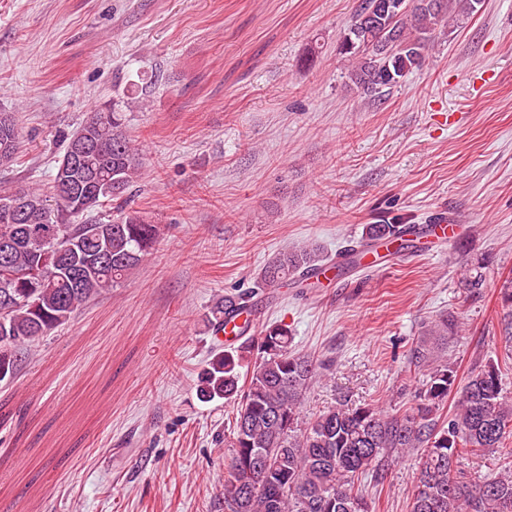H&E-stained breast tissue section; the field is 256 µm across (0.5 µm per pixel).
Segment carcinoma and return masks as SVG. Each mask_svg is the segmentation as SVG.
I'll return each instance as SVG.
<instances>
[{
    "mask_svg": "<svg viewBox=\"0 0 512 512\" xmlns=\"http://www.w3.org/2000/svg\"><path fill=\"white\" fill-rule=\"evenodd\" d=\"M360 0L341 51L353 61L349 79L370 95L403 81L426 60L435 31L469 18L480 0ZM128 103L116 100L95 109L82 124L93 135L99 169L93 179L87 165L70 169L76 195L65 198L58 187L49 193L21 188L33 201L20 224L0 210V244L10 242L9 262L18 272L43 266L41 241L67 237L70 248L36 287L0 276V292L17 295L0 314V382L17 372L24 349L66 324L102 291L120 284L152 254L164 227L127 210L124 195L109 192V179L128 190L142 178L141 149L126 131ZM0 121V165L12 163L19 150L13 113ZM99 196L112 208V235L99 225L73 219L93 211L82 199ZM397 224H372L365 238L344 254L363 252L377 238L398 231ZM329 257L312 243L284 249L259 273V287H309L308 272ZM410 363L429 368L409 413L397 415L375 404L350 407L343 402L304 421L301 405L322 363L292 349L286 324L266 327L258 339L212 354L198 376L201 399L236 405L224 479V512H372L367 485L380 483L392 464L417 454V473L408 512H512V468L477 484L465 469L466 457L492 453L512 437V396L499 365L490 362L469 374L459 391L456 375L438 360L426 339L412 351ZM250 366L241 373L244 366ZM454 412L436 419L449 395ZM265 452L263 472L252 474L256 453Z\"/></svg>",
    "mask_w": 512,
    "mask_h": 512,
    "instance_id": "cac0c4a2",
    "label": "carcinoma"
}]
</instances>
